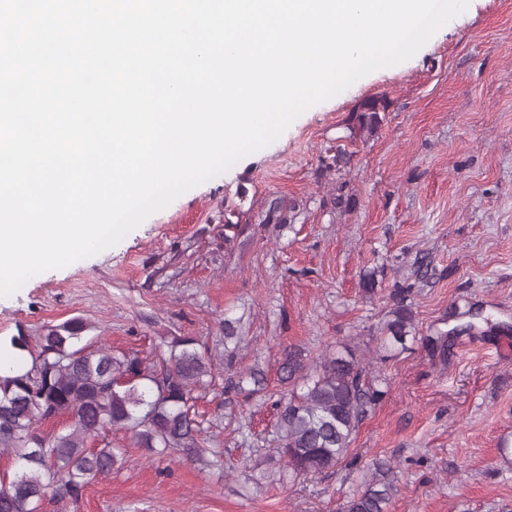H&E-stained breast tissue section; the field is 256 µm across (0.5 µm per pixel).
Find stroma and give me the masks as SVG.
<instances>
[{
    "mask_svg": "<svg viewBox=\"0 0 512 512\" xmlns=\"http://www.w3.org/2000/svg\"><path fill=\"white\" fill-rule=\"evenodd\" d=\"M369 99L386 109L361 134ZM273 206L283 223H266ZM398 284L415 327L401 347L384 343ZM75 317L117 353L208 340L225 378L261 382L198 401L222 467L146 457L115 430L122 463L68 512H339L378 459L397 477L389 512H512V354L495 350L512 339V0H470L410 60L313 106L114 247L1 298L0 343ZM291 346L310 362L370 352L385 380L355 465L293 482L269 400ZM381 110V102L373 99L361 103L355 111L354 121L355 128L359 132L367 131L372 133L376 125L379 123V112Z\"/></svg>",
    "mask_w": 512,
    "mask_h": 512,
    "instance_id": "35a3bbf8",
    "label": "stroma"
}]
</instances>
